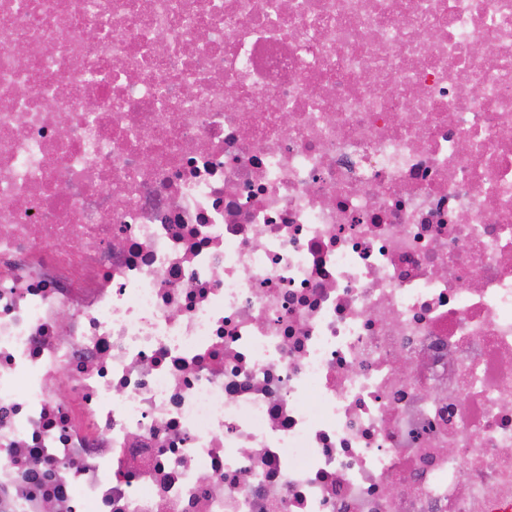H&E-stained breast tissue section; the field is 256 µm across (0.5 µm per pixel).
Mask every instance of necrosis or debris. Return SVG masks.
Listing matches in <instances>:
<instances>
[{"label": "necrosis or debris", "mask_w": 512, "mask_h": 512, "mask_svg": "<svg viewBox=\"0 0 512 512\" xmlns=\"http://www.w3.org/2000/svg\"><path fill=\"white\" fill-rule=\"evenodd\" d=\"M50 500L512 512V0H0V512Z\"/></svg>", "instance_id": "necrosis-or-debris-1"}]
</instances>
